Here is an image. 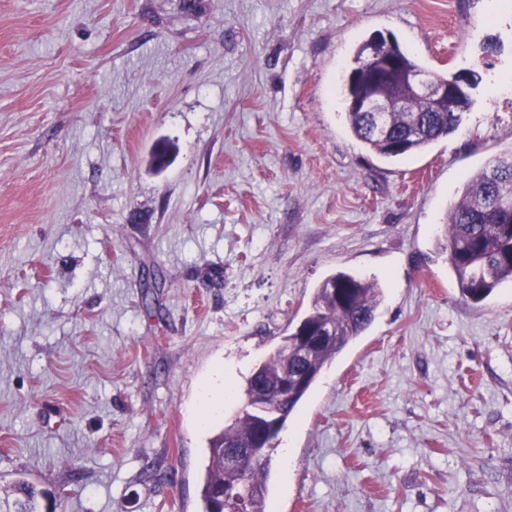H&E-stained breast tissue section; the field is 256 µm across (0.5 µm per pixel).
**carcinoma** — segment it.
Listing matches in <instances>:
<instances>
[{"mask_svg":"<svg viewBox=\"0 0 512 512\" xmlns=\"http://www.w3.org/2000/svg\"><path fill=\"white\" fill-rule=\"evenodd\" d=\"M372 39L360 43L353 51L348 71L360 72ZM471 101L448 98V112H416L392 109L387 136H375L368 128L365 116L350 109L345 111L346 122L353 136L368 150L389 159L419 153L436 140L455 131L448 117L459 116ZM499 196L507 208H492L493 197ZM448 262L452 268L461 296L474 303L489 297L504 282H512V157L466 177L461 195L449 208L445 221ZM341 286L347 303L341 304L331 294L329 285ZM383 289L378 283L349 273L339 272L325 279L316 288L310 307L300 324L318 325L331 330L329 339L301 360L285 356L286 348L296 328L255 367L246 380L245 395L251 397L257 385L276 384L285 374L308 365L313 373H321L354 339L360 336L375 318ZM257 415L250 404L236 413L231 424L212 438L208 448V464L201 490L203 512H222L220 494L226 489L237 491L247 500L251 512H266L268 495V464L270 456L255 462L245 470L228 466L224 458L226 443L246 448L257 436ZM43 490L26 478L17 479L10 492L0 499V512H44Z\"/></svg>","mask_w":512,"mask_h":512,"instance_id":"1","label":"carcinoma"}]
</instances>
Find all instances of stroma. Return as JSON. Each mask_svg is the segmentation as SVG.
Returning a JSON list of instances; mask_svg holds the SVG:
<instances>
[{"instance_id":"stroma-1","label":"stroma","mask_w":512,"mask_h":512,"mask_svg":"<svg viewBox=\"0 0 512 512\" xmlns=\"http://www.w3.org/2000/svg\"><path fill=\"white\" fill-rule=\"evenodd\" d=\"M376 33L482 76L396 160L344 115ZM510 75L512 0H0V491L201 512L209 438L343 271L384 299L280 432L273 508L512 512V283L467 301L442 250L465 178L512 155Z\"/></svg>"}]
</instances>
